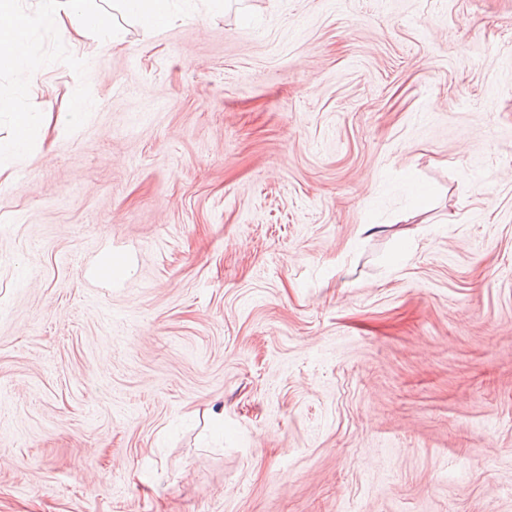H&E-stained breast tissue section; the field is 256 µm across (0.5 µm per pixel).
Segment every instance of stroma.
I'll use <instances>...</instances> for the list:
<instances>
[{
  "label": "stroma",
  "mask_w": 512,
  "mask_h": 512,
  "mask_svg": "<svg viewBox=\"0 0 512 512\" xmlns=\"http://www.w3.org/2000/svg\"><path fill=\"white\" fill-rule=\"evenodd\" d=\"M223 2L35 73L0 512H512V0Z\"/></svg>",
  "instance_id": "obj_1"
}]
</instances>
